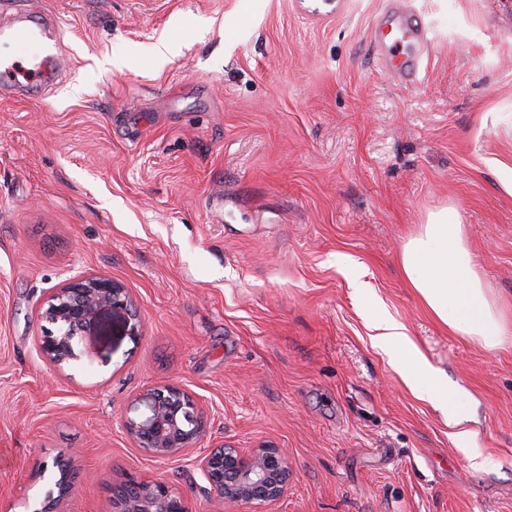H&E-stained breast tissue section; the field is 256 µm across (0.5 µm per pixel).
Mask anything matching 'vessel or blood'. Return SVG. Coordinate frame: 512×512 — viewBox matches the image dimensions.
I'll use <instances>...</instances> for the list:
<instances>
[{"mask_svg":"<svg viewBox=\"0 0 512 512\" xmlns=\"http://www.w3.org/2000/svg\"><path fill=\"white\" fill-rule=\"evenodd\" d=\"M0 4L11 7L13 15L9 24L0 26V38L42 47L39 54L28 60L0 58V100L38 98L41 92L52 88L57 75L62 56L60 22L55 15L30 11L26 0H0ZM424 39L423 31L412 26L400 10L394 11L372 32L383 67L405 76L416 71V58L407 52V45Z\"/></svg>","mask_w":512,"mask_h":512,"instance_id":"1","label":"vessel or blood"}]
</instances>
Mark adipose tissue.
I'll use <instances>...</instances> for the list:
<instances>
[{"instance_id":"ef3b65f1","label":"adipose tissue","mask_w":512,"mask_h":512,"mask_svg":"<svg viewBox=\"0 0 512 512\" xmlns=\"http://www.w3.org/2000/svg\"><path fill=\"white\" fill-rule=\"evenodd\" d=\"M398 263L402 279L451 334L493 348L512 330V313L497 302L474 264L465 228L454 208L429 212L425 223L404 239ZM369 327L372 346L398 366L402 380L417 398L436 404L447 414L449 425L455 428L456 444L472 467L482 468L485 461L465 427L466 415L404 326L377 309Z\"/></svg>"}]
</instances>
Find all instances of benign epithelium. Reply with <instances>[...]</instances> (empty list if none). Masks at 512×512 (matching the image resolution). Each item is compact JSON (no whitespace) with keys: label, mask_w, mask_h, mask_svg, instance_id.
<instances>
[{"label":"benign epithelium","mask_w":512,"mask_h":512,"mask_svg":"<svg viewBox=\"0 0 512 512\" xmlns=\"http://www.w3.org/2000/svg\"><path fill=\"white\" fill-rule=\"evenodd\" d=\"M123 316L126 334L137 337L141 325L124 286L105 276H81L55 291L41 312L40 348L60 365L77 358V340L95 332L102 313ZM206 418L196 400L183 389L163 385L143 391L128 403L123 426L141 447L157 457H171L192 448L206 431ZM209 490L223 503H272L288 485V458L281 448L264 447L244 454L223 445L198 459ZM58 495L48 493L30 512H55L71 489L66 473L57 482ZM106 512H189L186 499L166 483L126 476L112 486Z\"/></svg>","instance_id":"7a95c632"}]
</instances>
